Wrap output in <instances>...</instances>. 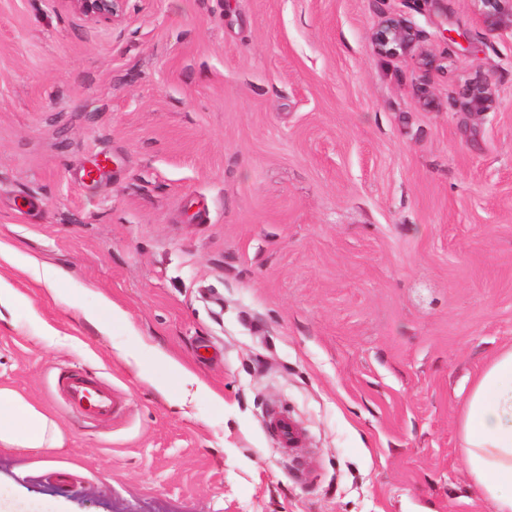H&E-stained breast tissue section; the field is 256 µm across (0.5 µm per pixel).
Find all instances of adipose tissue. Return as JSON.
I'll use <instances>...</instances> for the list:
<instances>
[{
	"label": "adipose tissue",
	"instance_id": "ef3b65f1",
	"mask_svg": "<svg viewBox=\"0 0 512 512\" xmlns=\"http://www.w3.org/2000/svg\"><path fill=\"white\" fill-rule=\"evenodd\" d=\"M0 260L20 263L51 289L55 298L78 309L98 329L120 328L124 339L117 357L144 380L164 370L166 394L186 404L209 395V387L159 347L146 345L126 312L109 301L85 304L77 288L59 289L63 269L23 261L12 247L0 244ZM66 436L48 414L20 393L0 386V451L40 454L64 448ZM459 446L468 474L492 512H512V345L499 349L475 379L459 419Z\"/></svg>",
	"mask_w": 512,
	"mask_h": 512
}]
</instances>
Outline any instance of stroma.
Returning a JSON list of instances; mask_svg holds the SVG:
<instances>
[{
  "label": "stroma",
  "mask_w": 512,
  "mask_h": 512,
  "mask_svg": "<svg viewBox=\"0 0 512 512\" xmlns=\"http://www.w3.org/2000/svg\"><path fill=\"white\" fill-rule=\"evenodd\" d=\"M478 9L127 0L91 21L0 0V242L212 391L169 401L163 371L118 359L120 330L0 263L25 298L0 312V385L67 439L36 476L1 454L8 493L47 512H491L458 420L512 344V32ZM392 14L439 67L376 51ZM474 78L495 111L457 107ZM72 364L123 395L118 417L69 408ZM269 426L284 448L293 447L300 440L299 430L287 415H273L269 420Z\"/></svg>",
  "instance_id": "obj_1"
}]
</instances>
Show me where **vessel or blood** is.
I'll return each instance as SVG.
<instances>
[{"mask_svg": "<svg viewBox=\"0 0 512 512\" xmlns=\"http://www.w3.org/2000/svg\"><path fill=\"white\" fill-rule=\"evenodd\" d=\"M57 384L67 404L88 419H107L121 412L123 400L114 391L106 390L83 377L78 371L68 369L57 376ZM271 430L277 435L282 447L297 444L300 433L287 415L278 414L269 420Z\"/></svg>", "mask_w": 512, "mask_h": 512, "instance_id": "1", "label": "vessel or blood"}]
</instances>
